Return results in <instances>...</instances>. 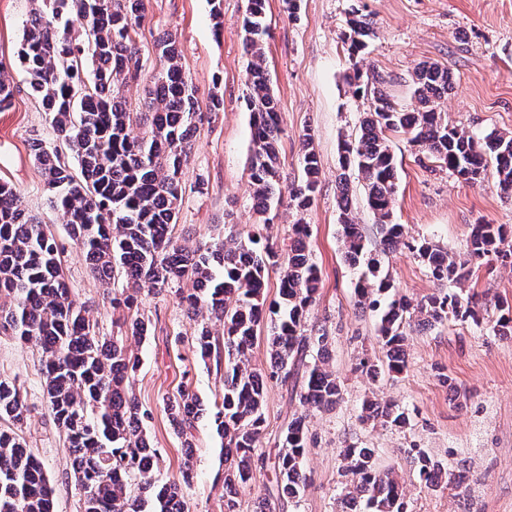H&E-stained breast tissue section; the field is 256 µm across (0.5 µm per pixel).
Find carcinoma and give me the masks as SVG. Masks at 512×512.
Here are the masks:
<instances>
[{"label": "carcinoma", "mask_w": 512, "mask_h": 512, "mask_svg": "<svg viewBox=\"0 0 512 512\" xmlns=\"http://www.w3.org/2000/svg\"><path fill=\"white\" fill-rule=\"evenodd\" d=\"M39 2L24 29L20 63L32 94L50 116L56 143L36 138L29 151L50 192V206L66 218L91 272L108 287L122 280L121 291L111 300L120 315L115 335L97 333L86 306L67 287L64 262L48 225L21 208L14 188L0 183V335L42 351L48 406L68 442L66 478L79 495L80 512H190L183 487L193 481V430L205 416L224 440V471L216 475L224 489V512H237L239 489L253 477L266 384H285L303 366L298 392L302 412L288 423L274 462L275 500H259L255 512H275L276 504L286 501L299 503L307 484L306 419L343 399L342 385L329 367L328 331L310 323L321 284L304 222L319 191L320 158L311 133L302 134L300 178L288 185L297 219L286 261H280L272 238L234 229L211 244L190 245L174 229L182 168L203 113L182 71L176 42H160L165 67L144 100L145 112L134 113L124 90L142 69L135 36L145 0ZM346 24L349 84L353 95L370 98V105L357 136L339 144L340 164L344 170L354 166L362 175L364 201L376 218L383 248L369 249L361 225L353 220L344 172L339 176L340 237L344 260L361 270L358 303L379 311L383 358L359 361L361 372L374 380L385 370L400 373L406 368L407 329L412 326L426 329L453 319L512 339V306H498V315L489 319L483 296L465 288L474 262L512 267V229L475 224L463 253L425 238L408 239L404 226L393 221L398 173L390 135H403L432 166L459 181L478 184L493 178L500 194L511 200L512 132L492 129L478 135L449 124L443 102L454 89L453 77L436 64L415 68V103L399 106L382 88L383 78L362 68L376 37L367 15L353 10ZM242 28L244 51L251 58L245 76L251 208L268 225L281 199L283 175L277 148L280 113L264 56L266 0H245ZM139 125L143 131L133 134ZM60 144L73 153L78 169L62 157ZM401 248L414 254L444 290L416 302L405 295L382 301L393 285L381 276L380 255ZM272 270L279 271V301L269 304L266 288ZM184 280L194 283V292L181 296L187 311L223 326L221 338L209 327H199L191 344L201 360L224 369V393L221 402L208 407L186 383L163 400L187 462L178 479L162 481L158 450L147 428L151 411L139 405L130 384L138 358L125 341L150 333L151 320L138 309L141 290L160 292ZM263 328L269 362L260 369L252 366L251 349ZM27 410L23 387L0 377V419L12 425L0 429V512H53V481L27 448ZM358 420L373 428L410 425L408 413L398 405L369 398L362 401ZM408 454L423 488L464 489L466 461L449 466L415 444ZM340 457L342 512H356L359 504L362 512H410L395 469L380 466L377 449L352 445Z\"/></svg>", "instance_id": "carcinoma-1"}]
</instances>
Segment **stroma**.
<instances>
[{
    "label": "stroma",
    "mask_w": 512,
    "mask_h": 512,
    "mask_svg": "<svg viewBox=\"0 0 512 512\" xmlns=\"http://www.w3.org/2000/svg\"><path fill=\"white\" fill-rule=\"evenodd\" d=\"M136 44L143 64L139 77L125 89L130 111H140L153 78L164 63L158 43L175 39L180 64L196 89L200 110L207 116L194 133L193 147L181 176L185 193L178 226L191 243L223 238L225 223L270 236L281 251L291 244L294 215L280 203L272 224H263L249 204L248 157L250 113L244 97L248 57L239 24L245 0H223L224 27L216 29L211 0H145ZM270 36L265 58L279 102V153L283 176L299 174V135L311 130L321 160L320 191L305 220L312 229L310 249L321 271L317 324L331 336L329 366L344 389L336 408L309 418V452L304 461L308 483L299 503L279 512H339L341 490L339 450L348 445L377 449L383 463L395 466L411 512H512V339L455 322L409 333L403 373L369 381L359 370L360 358L380 353L377 313L361 310L354 291L357 270L342 257L339 240L337 183L338 145L357 132L368 108L354 97L346 76L350 63L343 39L352 9L369 16L377 32L366 63L387 80L386 90L400 105H410L412 74L418 63L446 67L455 88L444 103L452 125L483 132L512 131V0H298L288 14L285 0H267ZM33 0H0V61L14 88V102L0 112V181L12 183L23 206L49 225L63 250L73 294L85 302L103 335H111L112 309L104 286L68 236L59 211L50 207L43 177L29 155L33 138L54 140L50 121L32 95L19 60L24 26ZM224 99V110L208 113L212 95ZM398 164L393 220L408 236L425 238L441 248L463 250L475 224L512 227V202L501 198L493 183L469 185L445 171L419 161L404 137L394 136ZM382 267L396 293L413 299L436 292L438 286L405 249L387 253ZM471 287L485 293L490 304H512V268L474 265ZM140 310L153 331L132 349L140 358L133 390L138 402L153 412L148 427L163 464L161 479L178 475L184 450L172 433L162 403L183 383H191L204 402L224 391L215 368L195 359L177 335L191 334L195 322L183 310L178 293H142ZM450 375L456 390L469 399L459 404L455 390L440 380ZM0 376L17 380L28 393L25 430L29 450L43 463L55 487V512H77L78 496L64 474L70 458L64 433L47 410L41 352L10 336L0 335ZM377 396L399 404L410 417L405 429L368 427L357 419L364 397ZM301 407L286 386L268 384L265 425L259 451L266 459L241 489L240 512H253L275 485L272 464L279 441ZM194 479L184 488L191 512H224L223 489L215 485L220 469L221 438L208 419L194 431ZM434 457L468 460L473 479L464 492L428 491L417 481L407 459L410 445Z\"/></svg>",
    "instance_id": "35a3bbf8"
}]
</instances>
